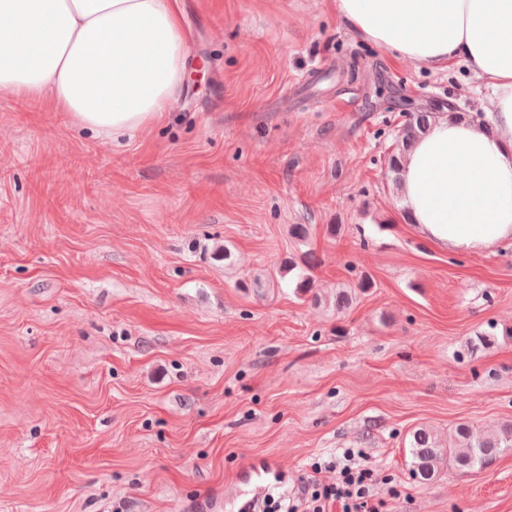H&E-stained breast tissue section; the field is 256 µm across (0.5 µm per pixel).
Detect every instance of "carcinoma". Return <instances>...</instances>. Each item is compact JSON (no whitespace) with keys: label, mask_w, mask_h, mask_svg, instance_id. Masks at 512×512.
Instances as JSON below:
<instances>
[{"label":"carcinoma","mask_w":512,"mask_h":512,"mask_svg":"<svg viewBox=\"0 0 512 512\" xmlns=\"http://www.w3.org/2000/svg\"><path fill=\"white\" fill-rule=\"evenodd\" d=\"M432 118L434 113L431 111L414 112L399 132L387 156L388 173L393 184H399L402 152L427 127ZM314 265L315 259L310 252L303 253L298 262L289 260L288 270H299L297 290L304 295L312 291L310 270ZM370 287L371 281L362 279L354 287L336 294V313L349 309L356 293L364 292ZM409 445L411 477L419 482H428L437 477L441 465L446 461L461 471L491 466L503 453L512 450V424L503 426L498 435L490 437L468 423H460L446 444L432 430L418 427L411 432Z\"/></svg>","instance_id":"obj_1"}]
</instances>
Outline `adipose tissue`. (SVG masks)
I'll use <instances>...</instances> for the list:
<instances>
[{"mask_svg":"<svg viewBox=\"0 0 512 512\" xmlns=\"http://www.w3.org/2000/svg\"><path fill=\"white\" fill-rule=\"evenodd\" d=\"M360 39L416 68L465 64L490 87L483 119L440 114L406 152L403 206L456 253L512 245V0H334ZM173 0H0V88L50 98L72 125L124 136L160 121L184 78Z\"/></svg>","mask_w":512,"mask_h":512,"instance_id":"obj_1","label":"adipose tissue"}]
</instances>
